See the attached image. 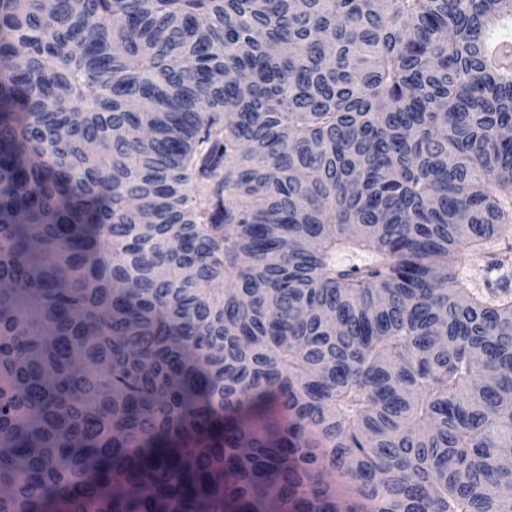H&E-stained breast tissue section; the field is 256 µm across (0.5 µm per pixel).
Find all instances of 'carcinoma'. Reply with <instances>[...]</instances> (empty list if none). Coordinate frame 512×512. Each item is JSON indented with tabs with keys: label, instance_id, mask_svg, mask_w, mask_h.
<instances>
[{
	"label": "carcinoma",
	"instance_id": "obj_1",
	"mask_svg": "<svg viewBox=\"0 0 512 512\" xmlns=\"http://www.w3.org/2000/svg\"><path fill=\"white\" fill-rule=\"evenodd\" d=\"M509 28L0 0V512H512ZM487 254L471 256L463 253L455 265L459 280L475 291L486 290L487 278L490 273L486 268Z\"/></svg>",
	"mask_w": 512,
	"mask_h": 512
}]
</instances>
